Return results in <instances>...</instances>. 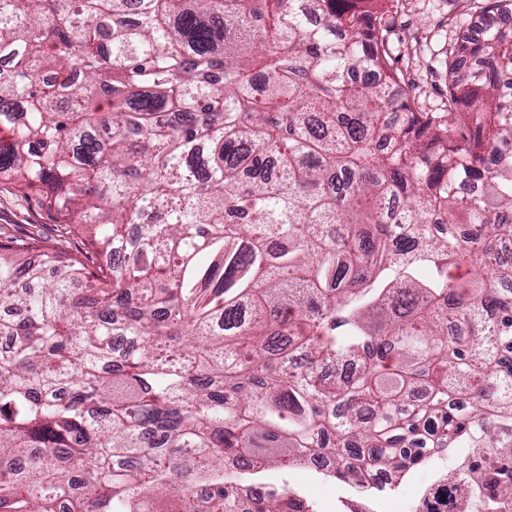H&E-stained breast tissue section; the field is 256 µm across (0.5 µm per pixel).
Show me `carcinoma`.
<instances>
[{
    "mask_svg": "<svg viewBox=\"0 0 512 512\" xmlns=\"http://www.w3.org/2000/svg\"><path fill=\"white\" fill-rule=\"evenodd\" d=\"M129 2L0 0V183L58 222L0 233V512H313L257 470L368 491L508 447L512 0L445 112L386 65L381 0Z\"/></svg>",
    "mask_w": 512,
    "mask_h": 512,
    "instance_id": "cac0c4a2",
    "label": "carcinoma"
}]
</instances>
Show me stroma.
<instances>
[{"label": "stroma", "mask_w": 512, "mask_h": 512, "mask_svg": "<svg viewBox=\"0 0 512 512\" xmlns=\"http://www.w3.org/2000/svg\"><path fill=\"white\" fill-rule=\"evenodd\" d=\"M489 0H390L386 11L389 66L402 78L419 112H440L448 103V66L461 28L482 16ZM56 222L54 213L32 198L0 192V228L22 236L25 225ZM462 449L435 454L425 465L404 472L394 486L373 496L350 485L324 477L308 466L263 472V479L286 482L312 502L316 512H347L358 502L369 512H401L403 500L417 492L424 479L452 471Z\"/></svg>", "instance_id": "1"}]
</instances>
